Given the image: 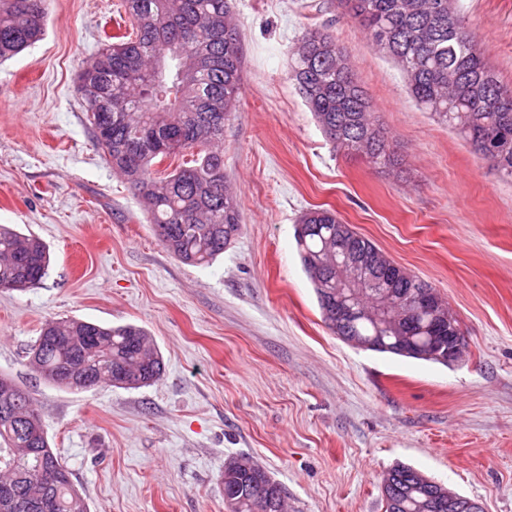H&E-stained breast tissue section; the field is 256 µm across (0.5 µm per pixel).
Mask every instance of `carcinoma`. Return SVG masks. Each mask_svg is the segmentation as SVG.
<instances>
[{"mask_svg": "<svg viewBox=\"0 0 512 512\" xmlns=\"http://www.w3.org/2000/svg\"><path fill=\"white\" fill-rule=\"evenodd\" d=\"M344 15L362 27L376 50L403 74L415 103L483 154L496 147L494 169L512 180V88L488 64L461 13L459 0H338ZM49 0H0V61L44 34ZM132 32L112 36L81 69L77 94L89 106L96 145L142 202L163 247L180 261L206 265L242 231L236 195L224 175V125L240 95L241 42L228 0H121ZM292 77L334 150L362 153L392 171L398 160L387 132L370 112L366 92L348 53L326 28L311 26L297 40ZM169 160L172 170L151 167ZM296 242L326 309L336 276L385 282L393 300L423 292L446 304L428 282L397 265L370 239L330 209L305 213ZM358 252L361 268L336 270V259ZM50 255L35 235L0 225V288L22 290L47 274ZM356 304L377 309L375 288L357 293ZM338 336L377 343L370 350L423 358L435 325L425 314L398 325L359 319L331 328ZM397 335L415 347L393 345ZM40 379L71 391L85 383L137 389L164 370L151 336L134 324L104 327L66 318L45 322L28 352ZM0 512H89L83 492L62 459L33 434L44 429L31 394L1 374ZM227 512H286L285 490L247 454L230 456L221 475ZM427 476L396 465L382 480L385 512H423Z\"/></svg>", "mask_w": 512, "mask_h": 512, "instance_id": "1", "label": "carcinoma"}]
</instances>
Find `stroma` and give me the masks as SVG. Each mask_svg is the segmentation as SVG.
Returning <instances> with one entry per match:
<instances>
[{"mask_svg":"<svg viewBox=\"0 0 512 512\" xmlns=\"http://www.w3.org/2000/svg\"><path fill=\"white\" fill-rule=\"evenodd\" d=\"M120 0H51L44 39L0 64V224L41 237L48 276L0 289V373L30 391L90 512H226L225 460L245 453L291 512H385L401 463L512 512V182L408 96L400 71L336 0H232L241 94L224 173L243 229L210 265L158 241L95 147L76 92ZM512 86V0H460ZM347 51L402 161L394 176L336 152L290 78L310 26ZM334 210L447 300L468 346L449 364L364 350L325 325L294 237ZM142 326L163 359L138 389L70 391L35 376L42 324Z\"/></svg>","mask_w":512,"mask_h":512,"instance_id":"1","label":"stroma"}]
</instances>
